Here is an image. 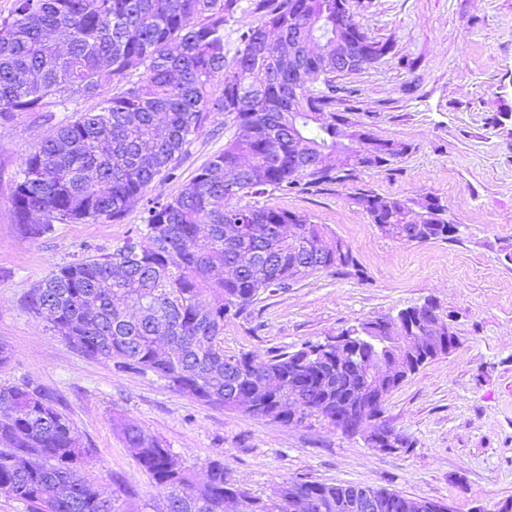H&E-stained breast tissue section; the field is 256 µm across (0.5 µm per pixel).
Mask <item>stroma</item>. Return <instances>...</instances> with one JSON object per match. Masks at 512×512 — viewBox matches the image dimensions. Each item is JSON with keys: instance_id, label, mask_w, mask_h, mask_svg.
<instances>
[{"instance_id": "35a3bbf8", "label": "stroma", "mask_w": 512, "mask_h": 512, "mask_svg": "<svg viewBox=\"0 0 512 512\" xmlns=\"http://www.w3.org/2000/svg\"><path fill=\"white\" fill-rule=\"evenodd\" d=\"M357 20L390 50L340 77L336 110L349 127L410 150L352 185L266 197L327 225L350 245L357 266L318 270L288 290L261 294L247 315L226 323L224 348L264 357L434 301L460 342L386 400L385 419L412 442L405 453L379 452L363 436L316 420L285 425L202 404L54 335L28 311L30 294L56 266L111 252L139 226L142 207L119 224H58L50 235L23 236L11 203L15 173L65 112L0 120V348L9 356L0 382L30 381L56 396L92 450L83 476L103 496L122 484L135 491L138 512H164L165 496L130 456L114 426L119 419L162 439L196 474L223 459L228 475L257 494L303 477L383 488L449 512H494L512 500V0H359ZM232 132L215 115L177 178L156 184V192L176 195ZM358 188L438 197L465 233L457 243L384 237L353 203Z\"/></svg>"}]
</instances>
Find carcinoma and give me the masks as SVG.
<instances>
[{"label": "carcinoma", "instance_id": "1", "mask_svg": "<svg viewBox=\"0 0 512 512\" xmlns=\"http://www.w3.org/2000/svg\"><path fill=\"white\" fill-rule=\"evenodd\" d=\"M239 0H14L0 18V119L47 112L97 95L102 76L112 94L74 110L56 133L22 158L12 207L22 234L40 238L56 224L122 221L143 203V227L112 252L75 259L52 271L30 309L89 358L120 370L152 373L208 405L282 424L317 418L336 424L365 384L361 363L373 350L336 355L306 342L262 358L224 350V322L268 290H286L320 269L356 267L351 248L336 261L324 224L254 199L347 185L382 169L409 145L371 135L372 147L338 139L342 87L336 46L357 28L336 23V0H260L256 24L238 32L234 55L224 38ZM304 13L312 38L331 48L306 51L309 82L288 97V17ZM297 130L288 137V111ZM222 112L235 132L175 196L150 195L176 176L190 145ZM324 154L323 164L299 166ZM249 202L242 203V200ZM386 237L458 241L444 206L360 189L352 195ZM373 323L396 336L389 317ZM236 365L227 368V360ZM296 409H283L288 394ZM128 451L174 512H289L288 497L313 495L312 512H348L357 485L298 478L264 497L236 486L218 460L206 480L141 427L121 425ZM91 454L56 399L30 382L0 383V495L29 512H129L133 492L102 496L81 475Z\"/></svg>", "mask_w": 512, "mask_h": 512}]
</instances>
